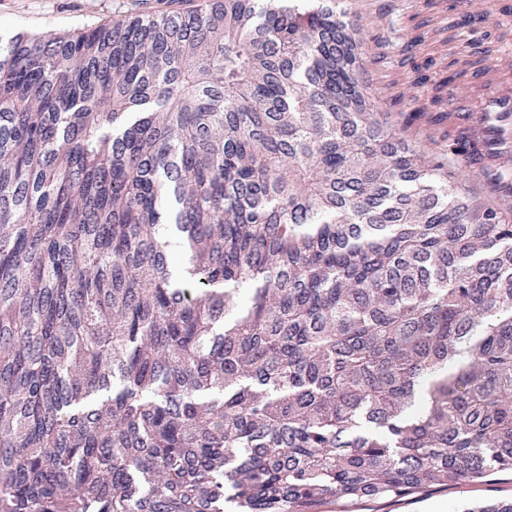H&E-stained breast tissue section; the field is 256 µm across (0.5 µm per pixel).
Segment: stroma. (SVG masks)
Returning a JSON list of instances; mask_svg holds the SVG:
<instances>
[{
	"label": "stroma",
	"mask_w": 512,
	"mask_h": 512,
	"mask_svg": "<svg viewBox=\"0 0 512 512\" xmlns=\"http://www.w3.org/2000/svg\"><path fill=\"white\" fill-rule=\"evenodd\" d=\"M209 0H0V33H63L102 22H115L142 14H162L204 7ZM455 0H344L350 13L361 16L364 32L377 36L370 45L367 78L378 102L392 124L404 130L416 150L427 157L448 150V125L407 122L405 113L393 106L399 84L411 74L404 64L405 35L410 15L459 20ZM512 498V473H499L479 483L461 482L430 487L420 493L374 501L332 500L319 512H457L467 501Z\"/></svg>",
	"instance_id": "stroma-1"
}]
</instances>
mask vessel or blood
Wrapping results in <instances>:
<instances>
[{"mask_svg": "<svg viewBox=\"0 0 512 512\" xmlns=\"http://www.w3.org/2000/svg\"><path fill=\"white\" fill-rule=\"evenodd\" d=\"M480 98L456 94L448 110L461 136L474 147L470 160L490 165L512 153V60L501 59L488 71L474 73Z\"/></svg>", "mask_w": 512, "mask_h": 512, "instance_id": "b4317fda", "label": "vessel or blood"}]
</instances>
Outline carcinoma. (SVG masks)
Returning a JSON list of instances; mask_svg holds the SVG:
<instances>
[{
  "instance_id": "1",
  "label": "carcinoma",
  "mask_w": 512,
  "mask_h": 512,
  "mask_svg": "<svg viewBox=\"0 0 512 512\" xmlns=\"http://www.w3.org/2000/svg\"><path fill=\"white\" fill-rule=\"evenodd\" d=\"M366 41L340 0L0 35V512H316L512 472V197L441 182ZM406 48L409 123L493 62Z\"/></svg>"
}]
</instances>
